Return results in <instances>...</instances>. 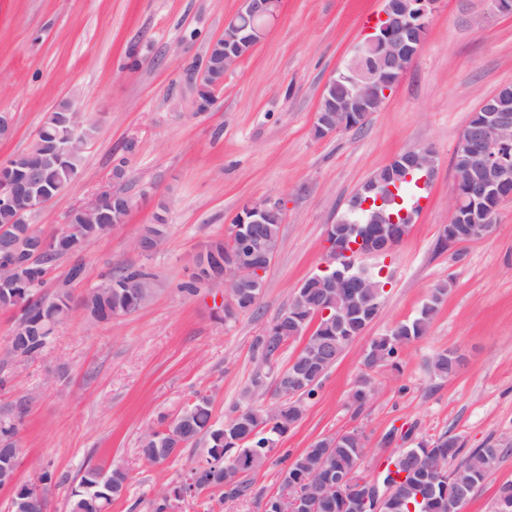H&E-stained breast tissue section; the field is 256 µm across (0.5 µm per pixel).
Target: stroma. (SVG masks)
I'll return each instance as SVG.
<instances>
[{"label":"stroma","instance_id":"1","mask_svg":"<svg viewBox=\"0 0 512 512\" xmlns=\"http://www.w3.org/2000/svg\"><path fill=\"white\" fill-rule=\"evenodd\" d=\"M384 5L281 0L264 38L225 74L215 104L201 112L194 65L223 37L241 0H0V112L12 118L0 161L26 152L60 101L95 128L77 178L30 224L60 233L68 210L111 185L119 163L121 186L135 202L125 224L84 248L83 277L68 282L71 261L61 257L47 291L65 283L81 299L125 264L144 266L156 279L143 308L108 323L74 312L34 358L6 357L17 313L0 310V375L9 379L0 408L34 398L17 435V475L33 481L52 473L50 512H68L72 490L95 466L129 475L126 494L108 512H152L158 493L180 481L204 450L190 446L166 462H147L139 452L145 429L203 395L219 422L241 403L257 369L252 343L323 268L327 225L377 170L419 146L436 153L427 205L390 256L359 261L385 282L381 313L328 370L253 486L277 493L279 453L299 454L352 428L365 435L363 468L374 474L408 431L458 437L464 456L512 439V198L481 239L439 246L460 134L485 97L512 85V14L493 0H439L417 58L382 109L362 130L316 138L327 82ZM267 196L283 212L279 249L258 311L228 321L215 288L189 295L182 287L203 246L228 237L242 207ZM158 212L167 236L145 258L133 244ZM448 280L453 286L428 335L404 346L398 365L373 372L372 397L356 409L351 391L372 337L416 318L430 289ZM445 350L464 362L442 380L428 363ZM508 481L512 449L460 512H492Z\"/></svg>","mask_w":512,"mask_h":512}]
</instances>
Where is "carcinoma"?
Returning <instances> with one entry per match:
<instances>
[{
	"instance_id": "cac0c4a2",
	"label": "carcinoma",
	"mask_w": 512,
	"mask_h": 512,
	"mask_svg": "<svg viewBox=\"0 0 512 512\" xmlns=\"http://www.w3.org/2000/svg\"><path fill=\"white\" fill-rule=\"evenodd\" d=\"M75 115L68 103L62 102L46 113L31 149L0 165V187L7 192L0 195V229L6 228L9 239L0 240V251L6 249L18 263L19 276L0 281V309L18 311L17 324L22 329L16 332L17 348L26 356L40 355L47 347L55 328L63 323L73 311L88 312L96 322H109L117 316L138 310V303L130 291L131 281L149 275L144 268L126 265L109 273L108 291L87 293L75 302L65 289L52 294L43 291L47 276L57 258L77 256L83 248L112 232L113 225L126 218L128 208H119L112 203V195L104 193L98 201V215L88 220L82 207L72 208L66 217L65 230L68 236L44 235L28 224L34 212L31 193H39L52 199L60 195L76 179L81 167L85 148L92 136L93 126L82 123L81 130L74 131ZM422 175L409 173L396 167L385 166L370 180L383 179L396 187V193L380 206L369 209L354 206L349 201L347 212L334 224L327 227V240L333 243L332 263L329 270L315 273L304 280L299 295L301 303L280 314L282 322L269 336L260 335L252 344V351L259 363L271 366L282 345L295 334H304L314 326L310 341L313 349L303 348L289 364L285 374L295 369L303 372H322L329 369L362 332L378 317L382 304V285L373 274L365 272L360 278L358 294L371 301L356 304L354 296L346 293L336 296L327 286L335 269L352 262L357 254L374 245L384 236L409 223L407 211L409 197L417 187ZM509 198L505 193L498 198L470 196L465 205L467 213L491 210L498 213L501 203ZM281 215L266 217L263 224H244L241 237L255 234L264 237L275 247L279 241ZM469 223L454 219L444 225L439 239L440 246L447 248L448 242L472 241L467 236ZM165 219L158 215L156 223L144 227L140 239L151 241L166 236ZM36 252L43 258L32 259ZM451 282L438 285L422 307L420 314L409 322L395 325L387 333L373 338L363 358V366L376 362L385 365L394 361L399 350L427 335L439 305L448 293ZM341 310L340 318L330 321L321 318L314 321L316 312L322 309ZM461 357L444 352L431 362L434 376L447 379L457 373ZM281 372L273 374L274 391L283 398L272 414L266 408L246 403L237 406L224 422L213 421L211 400L201 396L180 412L184 417L182 429L185 446L207 441L204 460L190 469L195 493L219 489L226 498H247L253 494L250 476L263 470L269 462L266 455L268 443L284 434L290 426L299 422L305 412L306 400L315 396L318 384L302 391L294 403L284 395L288 390L287 380L280 378ZM29 404L20 398L14 402V419L0 422V435L16 434L27 415ZM176 429L164 421L154 433L140 441L142 456L152 462L161 463L178 453L175 448ZM417 455L409 456L410 449L400 448L387 458L382 482L390 485L389 495L382 502L380 512H458L456 500L448 495V485L437 480L432 465L437 458L453 459L459 452L458 439L443 432L423 439L416 444ZM504 447L489 445L476 448L456 467L455 486L473 494L486 476L495 468ZM365 442L362 431L353 428L333 437L323 438L295 457L281 459L283 481L293 486L305 487L309 476L325 479L331 474L345 473L362 465ZM101 469L88 468L81 477L78 488L72 492L68 503L69 512H106L112 501L122 497L127 488L128 475L121 469L108 473L109 480L99 479ZM359 494L350 488H340L317 501L314 512H359Z\"/></svg>"
}]
</instances>
